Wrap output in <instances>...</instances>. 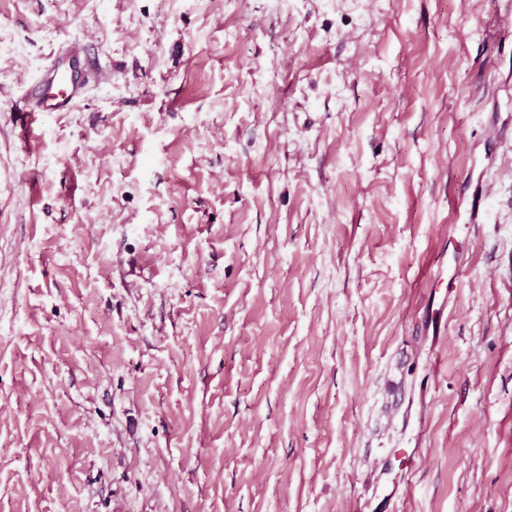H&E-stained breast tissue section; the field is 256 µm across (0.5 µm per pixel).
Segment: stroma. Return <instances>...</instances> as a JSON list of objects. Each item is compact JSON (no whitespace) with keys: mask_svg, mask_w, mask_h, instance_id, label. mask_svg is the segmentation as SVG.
Listing matches in <instances>:
<instances>
[{"mask_svg":"<svg viewBox=\"0 0 512 512\" xmlns=\"http://www.w3.org/2000/svg\"><path fill=\"white\" fill-rule=\"evenodd\" d=\"M355 503L512 512V0H0V512ZM102 73L89 57L88 48L80 40L66 43L51 63L31 82L30 105L21 111V137L29 144L33 125L42 112H67L85 93L89 79L99 80Z\"/></svg>","mask_w":512,"mask_h":512,"instance_id":"35a3bbf8","label":"stroma"}]
</instances>
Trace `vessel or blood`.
I'll use <instances>...</instances> for the list:
<instances>
[{
  "mask_svg": "<svg viewBox=\"0 0 512 512\" xmlns=\"http://www.w3.org/2000/svg\"><path fill=\"white\" fill-rule=\"evenodd\" d=\"M100 77L85 43L79 40L66 43L30 85V104L20 124L22 139L31 141L33 126L42 113L69 111L83 98L89 80Z\"/></svg>",
  "mask_w": 512,
  "mask_h": 512,
  "instance_id": "vessel-or-blood-1",
  "label": "vessel or blood"
}]
</instances>
